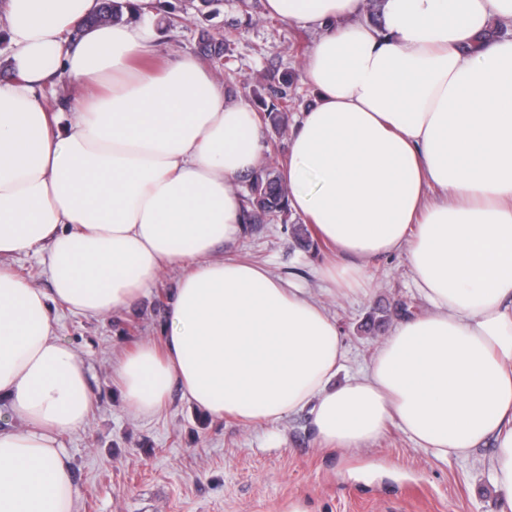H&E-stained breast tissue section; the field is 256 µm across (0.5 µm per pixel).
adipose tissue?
Returning a JSON list of instances; mask_svg holds the SVG:
<instances>
[{
  "instance_id": "ef3b65f1",
  "label": "adipose tissue",
  "mask_w": 512,
  "mask_h": 512,
  "mask_svg": "<svg viewBox=\"0 0 512 512\" xmlns=\"http://www.w3.org/2000/svg\"><path fill=\"white\" fill-rule=\"evenodd\" d=\"M84 28L100 0H0L11 81L0 83V512H73L71 459L90 393L55 335L52 303L104 317L189 266L163 349L114 366L138 415L172 389L216 418L274 424L308 411L319 442L355 453L398 426L437 460L493 443L498 512H512V0H266L314 29L316 101L292 127L289 204L339 262L337 294L365 293L364 263L405 253L423 314L397 319L348 375L341 331L306 289L214 259L246 234L236 183L258 166L257 112L196 56L161 67L158 0ZM77 86L51 107L46 87ZM43 255L52 288L10 259Z\"/></svg>"
}]
</instances>
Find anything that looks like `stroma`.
I'll return each mask as SVG.
<instances>
[{"label":"stroma","mask_w":512,"mask_h":512,"mask_svg":"<svg viewBox=\"0 0 512 512\" xmlns=\"http://www.w3.org/2000/svg\"><path fill=\"white\" fill-rule=\"evenodd\" d=\"M255 13L256 21L246 22L237 0H223L217 14L164 27L162 48L195 54L203 33L232 32L230 62L209 63L219 76L234 70L232 100L251 99L254 87L287 71L295 78L296 99L309 107L314 93L304 81V51L316 31L267 19L262 5ZM214 256L260 264L272 276L308 288L340 327L352 373L370 362L384 337L365 326L372 308H386L393 318L425 309L401 255L367 263V295L329 293L319 270L334 252L305 251L280 223L264 225ZM181 274L166 269L147 297L104 318L52 309L54 332L78 354L92 393L88 426L59 437L72 460L74 512H288L293 501L309 512H496L483 449L443 463L392 427L368 449L344 454L320 447L307 412L274 425H246L199 411L176 388L154 415H134L112 366L140 344L162 346L168 295Z\"/></svg>","instance_id":"35a3bbf8"}]
</instances>
